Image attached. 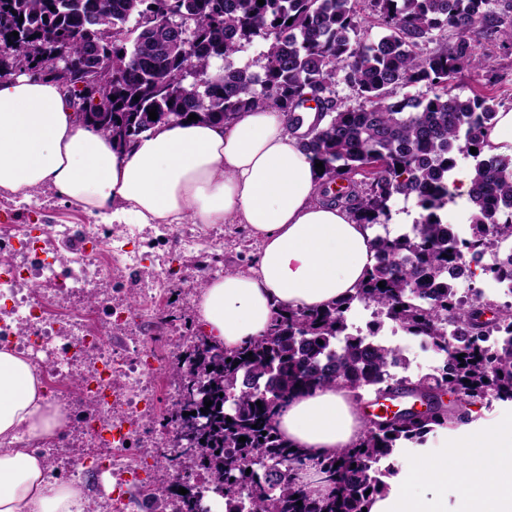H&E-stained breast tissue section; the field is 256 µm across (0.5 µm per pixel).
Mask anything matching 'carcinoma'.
<instances>
[{"mask_svg":"<svg viewBox=\"0 0 512 512\" xmlns=\"http://www.w3.org/2000/svg\"><path fill=\"white\" fill-rule=\"evenodd\" d=\"M361 2L383 29L371 44L357 39ZM510 11L512 0H0V45L10 63L32 64L38 74L67 58L89 67L112 55V84L99 89L104 108L86 124L120 147L192 113L222 125L263 105L284 112L295 133L304 122L300 104L315 102L316 122L299 139L323 162L318 195L356 223L383 229L373 239L376 263L356 295L321 310L279 311L262 336L231 353L196 338L192 375L212 402L197 405L208 432L196 454L184 448L156 456L155 499L168 497L170 463L184 456L224 490L233 512H362L371 495L388 488L394 466L374 465L395 448L470 422L468 406L477 401L512 403V303L487 300L479 290L459 297L445 279L468 256L477 264L489 258L483 270L512 281V253L500 252L512 239V163L484 152V131L496 115L486 98L453 92L458 75L480 64L473 29L512 48V28L502 29ZM98 24L112 28V43L91 37ZM436 31L447 39L422 53ZM256 37L267 40L259 69L236 66L235 55ZM36 43L45 49L38 59L31 55ZM217 60L223 69H214ZM340 74L358 106L336 98ZM77 82L60 86L82 114L86 95ZM421 82L432 95L396 97ZM460 156L473 161L465 237L447 232L440 215ZM399 197L413 200L420 215L410 231L393 235L391 202ZM358 304L375 308L365 334L349 331L347 314ZM387 320L444 355L443 365L416 380L397 376L400 348L376 339ZM495 333L503 341L492 348L486 342ZM338 384L359 402L368 391L385 401L421 394L432 405L386 420L365 415L357 446L332 458L288 446L274 426L288 398ZM307 471L332 493L314 495L300 479Z\"/></svg>","mask_w":512,"mask_h":512,"instance_id":"1","label":"carcinoma"}]
</instances>
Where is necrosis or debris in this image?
Returning a JSON list of instances; mask_svg holds the SVG:
<instances>
[{
	"instance_id": "obj_1",
	"label": "necrosis or debris",
	"mask_w": 512,
	"mask_h": 512,
	"mask_svg": "<svg viewBox=\"0 0 512 512\" xmlns=\"http://www.w3.org/2000/svg\"><path fill=\"white\" fill-rule=\"evenodd\" d=\"M223 258L210 224L0 225V345L36 369L65 422L19 445L49 482L99 481L82 512H140L150 451L174 442L161 394L181 382L161 366L189 342L169 328L170 295Z\"/></svg>"
}]
</instances>
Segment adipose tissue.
Listing matches in <instances>:
<instances>
[{
	"label": "adipose tissue",
	"mask_w": 512,
	"mask_h": 512,
	"mask_svg": "<svg viewBox=\"0 0 512 512\" xmlns=\"http://www.w3.org/2000/svg\"><path fill=\"white\" fill-rule=\"evenodd\" d=\"M43 187L106 224L249 225L261 242L255 268L207 280L197 304L203 333L228 352L263 335L275 310L355 294L375 263L371 228L318 198L317 169L272 106L221 125L161 124L120 148L80 122L54 80H2L0 191ZM62 425L31 364L1 346L0 512H80V489L48 483L42 458L14 446ZM275 428L325 457L358 443L364 422L353 392L334 385L294 394ZM367 512H512V425L463 424L411 449Z\"/></svg>",
	"instance_id": "1"
}]
</instances>
